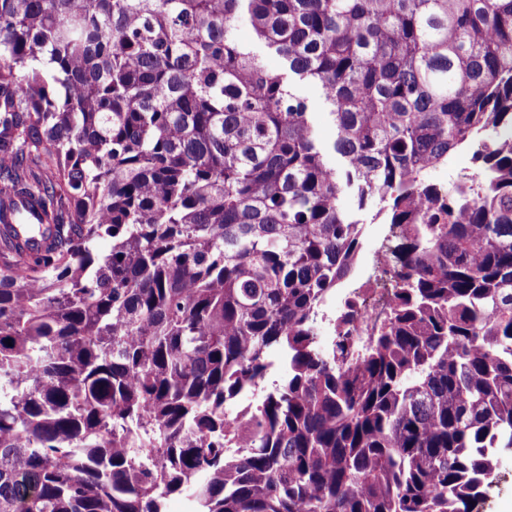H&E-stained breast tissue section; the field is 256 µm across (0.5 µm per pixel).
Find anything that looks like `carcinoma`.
Segmentation results:
<instances>
[{
    "label": "carcinoma",
    "instance_id": "obj_1",
    "mask_svg": "<svg viewBox=\"0 0 512 512\" xmlns=\"http://www.w3.org/2000/svg\"><path fill=\"white\" fill-rule=\"evenodd\" d=\"M473 145L470 186L425 179ZM1 156L0 512H479L512 452V0H0ZM373 207L393 298L356 360L355 303L317 322Z\"/></svg>",
    "mask_w": 512,
    "mask_h": 512
}]
</instances>
